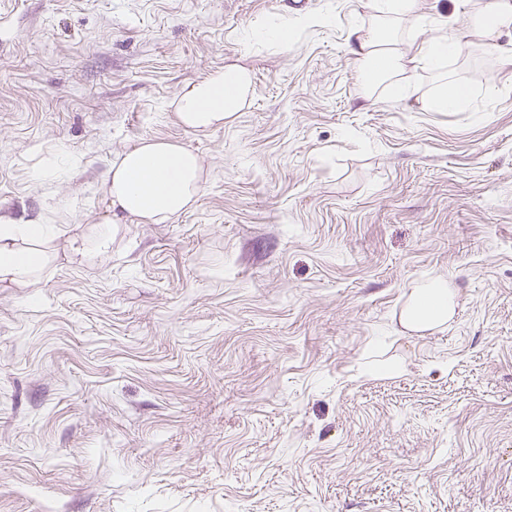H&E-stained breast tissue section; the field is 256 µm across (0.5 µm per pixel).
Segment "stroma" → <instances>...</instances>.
<instances>
[{
	"mask_svg": "<svg viewBox=\"0 0 512 512\" xmlns=\"http://www.w3.org/2000/svg\"><path fill=\"white\" fill-rule=\"evenodd\" d=\"M420 12L466 43L442 65L465 109H422L407 30L413 93L363 92L347 47L375 0H0V218L101 222L143 138L205 180L107 258L61 241L0 288V512H512V69L464 0ZM235 61L244 108L185 129L184 84ZM437 275L454 318L407 330ZM315 19L310 16H299L295 19V24H288V20L275 24L270 29L272 41L281 48H289L295 42L297 25H310Z\"/></svg>",
	"mask_w": 512,
	"mask_h": 512,
	"instance_id": "obj_1",
	"label": "stroma"
}]
</instances>
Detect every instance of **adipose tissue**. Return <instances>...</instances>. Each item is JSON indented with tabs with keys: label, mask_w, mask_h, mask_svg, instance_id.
Segmentation results:
<instances>
[{
	"label": "adipose tissue",
	"mask_w": 512,
	"mask_h": 512,
	"mask_svg": "<svg viewBox=\"0 0 512 512\" xmlns=\"http://www.w3.org/2000/svg\"><path fill=\"white\" fill-rule=\"evenodd\" d=\"M379 21L371 28H354L348 51L358 78L368 87L386 84L391 95L405 94L404 56L398 50L396 23H408L415 31L426 26L419 0H377ZM474 16L482 48L501 66H512V0H480ZM251 87V73L230 63L204 79L187 84L174 107L179 123L188 130L207 131L223 126L226 118L244 105ZM203 169L199 157L182 143L148 138L139 141L109 163L105 187L112 214L88 231L67 239L70 256L92 259L108 255L113 230L122 218L135 216L147 224H164L189 209L202 190ZM56 237L51 224H18L0 219V285H24L34 280L53 257ZM455 312L443 276L429 278L414 287L403 310L402 322L412 331L447 323Z\"/></svg>",
	"instance_id": "adipose-tissue-1"
}]
</instances>
